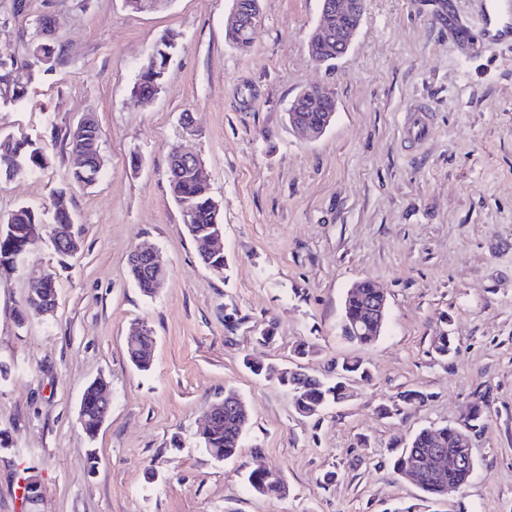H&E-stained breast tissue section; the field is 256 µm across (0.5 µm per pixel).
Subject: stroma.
<instances>
[{
  "mask_svg": "<svg viewBox=\"0 0 512 512\" xmlns=\"http://www.w3.org/2000/svg\"><path fill=\"white\" fill-rule=\"evenodd\" d=\"M489 0H366L361 26L333 68L308 35L319 0H261L249 53L225 37L232 0H166L136 13L124 0H0V55L25 56L37 18L61 23L64 62L36 74L28 104L0 106V136L41 140L48 164L0 183V218L50 209L66 187L81 249L58 256L49 238L0 272V512H512V39L490 35ZM178 48L161 92L130 94L159 36ZM334 93L317 139L287 119L305 88ZM431 109L428 134L406 141L411 108ZM192 113L196 133L182 136ZM102 131L103 173L67 182L76 160L64 134L85 114ZM200 155L224 224L225 275L201 262L174 203L168 155ZM161 250L169 273L155 296L127 274L129 254ZM52 273L53 314L20 321L28 273ZM368 280L386 295L387 322L370 345L341 333L344 296ZM156 342L149 371L125 350L135 324ZM273 328L276 340L258 337ZM449 328L454 350L433 357ZM333 376L356 357L372 378L304 418L276 378L243 358ZM103 378L111 411L95 436L78 420L85 387ZM236 389L251 420L237 457L208 456V410ZM406 391L423 402L400 405ZM477 468L446 499L420 502L394 474L392 447L422 428L461 424ZM392 407L384 416L380 406ZM281 472L288 493L261 497L244 476ZM336 472L333 482L325 472Z\"/></svg>",
  "mask_w": 512,
  "mask_h": 512,
  "instance_id": "1",
  "label": "stroma"
}]
</instances>
